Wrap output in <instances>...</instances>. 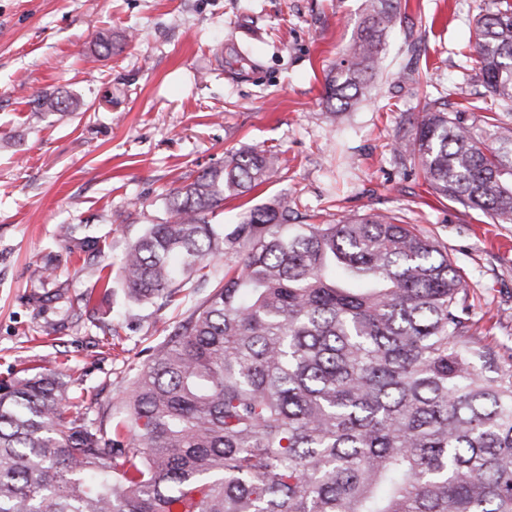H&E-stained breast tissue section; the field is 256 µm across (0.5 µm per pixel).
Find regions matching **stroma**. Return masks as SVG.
Instances as JSON below:
<instances>
[{
  "mask_svg": "<svg viewBox=\"0 0 512 512\" xmlns=\"http://www.w3.org/2000/svg\"><path fill=\"white\" fill-rule=\"evenodd\" d=\"M487 3L401 0L365 99L334 119L325 75L365 0H0V379L44 366L81 393L89 418L119 416L152 348L202 299L135 304L121 256L166 218L172 189L251 146L277 151L279 173L249 200H225L216 223L233 227L247 204L276 196L298 224L395 216L447 251L467 282L471 336L512 370V224L439 198L393 152L429 95L491 103L470 60ZM99 29L110 56L94 50ZM53 92L79 110L33 121V99ZM61 224L106 235L105 255L67 254ZM104 274L106 299L94 293Z\"/></svg>",
  "mask_w": 512,
  "mask_h": 512,
  "instance_id": "35a3bbf8",
  "label": "stroma"
}]
</instances>
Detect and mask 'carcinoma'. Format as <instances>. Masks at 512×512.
<instances>
[{"instance_id": "obj_1", "label": "carcinoma", "mask_w": 512, "mask_h": 512, "mask_svg": "<svg viewBox=\"0 0 512 512\" xmlns=\"http://www.w3.org/2000/svg\"><path fill=\"white\" fill-rule=\"evenodd\" d=\"M368 2L326 74L333 116L364 96L401 21L399 0ZM474 55L512 110L509 0L477 20ZM77 108L32 100L36 116ZM394 150L440 197L512 224V123L479 131L439 96ZM278 165L267 149L228 153L128 244L121 275L142 304L239 261L153 350L123 418L89 421L46 368L0 380V512H512V371L469 335L463 276L390 216L292 224L275 198L231 229L212 222ZM76 232L59 229L71 254L107 246Z\"/></svg>"}]
</instances>
